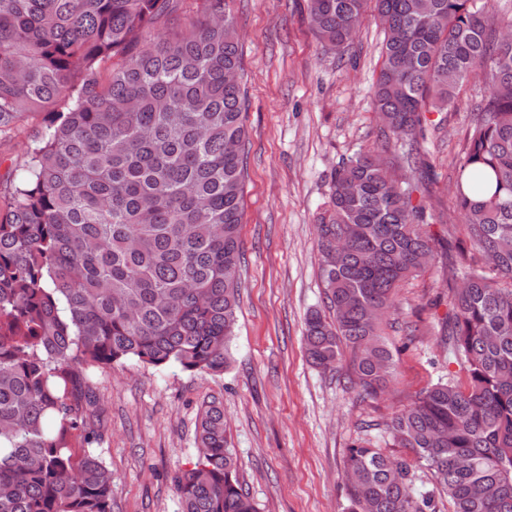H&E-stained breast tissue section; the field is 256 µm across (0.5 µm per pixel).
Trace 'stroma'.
I'll return each instance as SVG.
<instances>
[{
    "mask_svg": "<svg viewBox=\"0 0 512 512\" xmlns=\"http://www.w3.org/2000/svg\"><path fill=\"white\" fill-rule=\"evenodd\" d=\"M306 0H230L241 33L246 94L240 310L232 362L218 376L172 365L158 371L125 362L98 370L106 431L100 443L112 472V512H179L173 477L197 459L202 404L224 406L238 480L258 512H347V448L378 438L393 413L408 408L459 367L437 341L448 311L441 250L402 283L388 320L395 375L372 399L342 376L313 367L305 319L324 309L315 217L331 171L361 148H387L375 128L372 83L382 35L366 15L354 48H324L306 18ZM486 92L480 77L463 88L442 130L423 143L435 178L425 201L436 235H460L450 185L459 145ZM45 111L29 113L0 139V159L23 176Z\"/></svg>",
    "mask_w": 512,
    "mask_h": 512,
    "instance_id": "stroma-1",
    "label": "stroma"
}]
</instances>
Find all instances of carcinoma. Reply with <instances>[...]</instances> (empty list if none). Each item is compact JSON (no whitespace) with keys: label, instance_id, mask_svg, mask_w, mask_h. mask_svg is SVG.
Wrapping results in <instances>:
<instances>
[{"label":"carcinoma","instance_id":"obj_1","mask_svg":"<svg viewBox=\"0 0 512 512\" xmlns=\"http://www.w3.org/2000/svg\"><path fill=\"white\" fill-rule=\"evenodd\" d=\"M180 4L0 0V135L63 104L0 201V512H112L92 369L136 361L219 375L231 362L240 36L227 0ZM370 4L384 35L374 112L394 148L361 149L332 171L316 223L332 318L309 313L307 355L378 396L395 372L385 316L396 289L447 243L463 287L448 286L437 341L466 381L423 390L385 433L426 462L453 512H512V22L499 26L475 0H307L309 25L343 52ZM178 12L177 31L151 35ZM474 74L487 92L452 183L464 234L444 240L413 199L418 137L442 129ZM195 439L194 467L174 478L181 512H257L219 402L199 409ZM344 468L350 512L432 510L410 463L368 440L350 445Z\"/></svg>","mask_w":512,"mask_h":512}]
</instances>
